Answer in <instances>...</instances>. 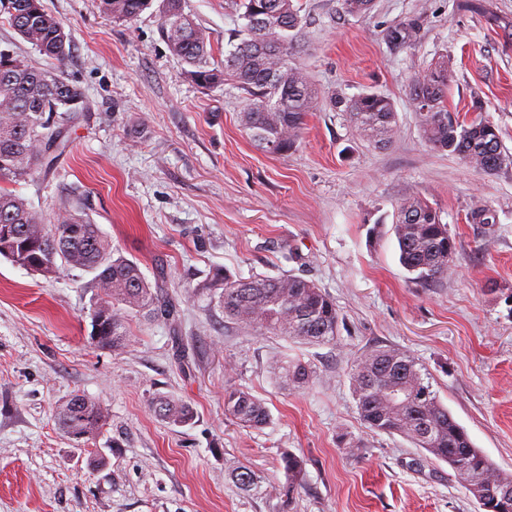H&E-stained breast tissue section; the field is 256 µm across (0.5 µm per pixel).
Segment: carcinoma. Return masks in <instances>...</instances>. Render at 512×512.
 Here are the masks:
<instances>
[{"mask_svg": "<svg viewBox=\"0 0 512 512\" xmlns=\"http://www.w3.org/2000/svg\"><path fill=\"white\" fill-rule=\"evenodd\" d=\"M0 0V16L21 36L59 63L70 53V37L42 0ZM151 0H101L103 12L114 20L136 18ZM244 8L243 37L224 55V64L213 62L208 38L182 0H162L161 30L170 51L189 67L187 75L202 86L232 78L248 95L240 121L250 139L272 155H286L296 148L304 119L318 103L308 72L290 57L300 37L302 18L294 0H240ZM417 25L399 23L386 34L395 47L412 45ZM427 141L458 155L467 165L495 174L509 159L495 125L479 112L459 120L448 111V61L441 59L419 71L408 85ZM81 93L60 73L36 68L17 56L0 57V182L20 181L46 166L45 141L55 138L63 146L62 131L53 129L50 116L79 110ZM333 106L349 113L357 134L381 148L392 145L395 111L391 100L378 92L351 98L337 97ZM393 231L399 261L411 282L430 286L448 274L456 245L436 210L417 195L397 206ZM0 256L45 278L65 268L94 273L96 301L92 313L98 330L92 343L99 347L122 346L131 313L146 318L168 315L172 305L162 289H152L137 262L115 255L112 242L82 211L79 204L63 208L48 220L32 210L21 196L0 188ZM224 318L250 328L259 336L272 334L325 345L336 340L339 310L336 302L315 282L288 275L245 280L218 269L201 285ZM272 370L287 385L303 386L313 377L310 364L282 357ZM351 390L363 422L372 430L400 435L444 461L469 493L475 488H509L493 512H512V475L476 448L432 389L427 373L409 354L378 346L360 355L354 364ZM153 413L171 425H186L192 410L165 396L150 402ZM224 411L238 424L257 428L270 421L265 403L235 384L224 389ZM106 415L100 404L81 394L73 395L57 413L61 429L76 438L96 434ZM288 482L280 490L291 501L305 486V462L292 454L283 456Z\"/></svg>", "mask_w": 512, "mask_h": 512, "instance_id": "obj_1", "label": "carcinoma"}]
</instances>
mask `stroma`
<instances>
[{
    "mask_svg": "<svg viewBox=\"0 0 512 512\" xmlns=\"http://www.w3.org/2000/svg\"><path fill=\"white\" fill-rule=\"evenodd\" d=\"M294 63L321 102L295 150L259 149L243 128L244 91L231 79L204 88L185 74L160 31L158 5L131 21L100 0H43L63 24V65L0 19V47L39 68H60L82 94L48 169L9 191L52 218L72 199L138 262L173 305L167 318H128L122 348L92 344V273L47 279L0 257V512H478L447 463L399 435L368 429L351 394L354 360L374 346L413 356L473 444L512 474V165L487 175L429 144L408 85L448 61L449 112L473 101L512 153V0H374L362 15L340 0H299ZM216 59L239 43L235 0H183ZM413 21L412 47L387 29ZM388 96L390 147L362 140L335 96ZM437 209L456 244L448 276L411 283L392 232L398 202ZM495 223L473 224V207ZM233 276L294 274L315 282L341 313L334 343L307 346L226 321L198 286L213 269ZM310 363L303 387L271 371L281 356ZM236 384L263 400L269 424L224 413ZM108 413L94 438L56 421L73 394ZM168 396L194 411L175 426L150 402ZM304 458L306 487L291 505L278 490L283 457ZM248 468L257 485L240 487Z\"/></svg>",
    "mask_w": 512,
    "mask_h": 512,
    "instance_id": "stroma-1",
    "label": "stroma"
}]
</instances>
